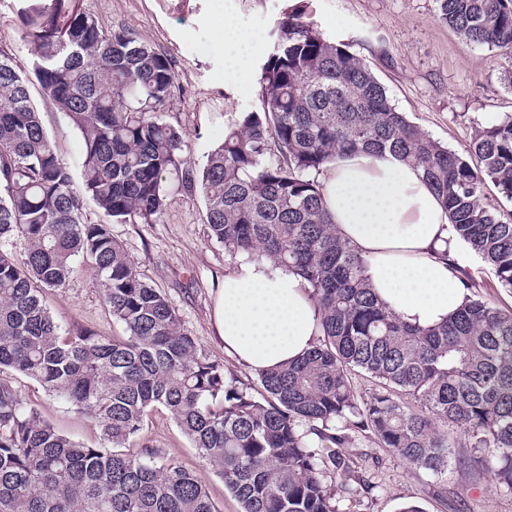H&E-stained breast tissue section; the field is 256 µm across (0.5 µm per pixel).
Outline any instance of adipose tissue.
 I'll return each instance as SVG.
<instances>
[{
    "instance_id": "obj_1",
    "label": "adipose tissue",
    "mask_w": 512,
    "mask_h": 512,
    "mask_svg": "<svg viewBox=\"0 0 512 512\" xmlns=\"http://www.w3.org/2000/svg\"><path fill=\"white\" fill-rule=\"evenodd\" d=\"M260 37L224 19L212 44L236 83L251 89L252 54ZM337 235L367 259L378 298L406 323H442L463 301L459 254L450 220L420 169L392 154L337 158L318 177ZM310 286L292 270L249 261L227 269L214 307L216 336L226 355L254 371L304 357L320 334L321 312Z\"/></svg>"
}]
</instances>
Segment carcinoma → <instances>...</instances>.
Here are the masks:
<instances>
[{"mask_svg": "<svg viewBox=\"0 0 512 512\" xmlns=\"http://www.w3.org/2000/svg\"><path fill=\"white\" fill-rule=\"evenodd\" d=\"M439 19L477 45L512 55V0H438ZM44 94L81 131L83 191L46 135L29 79L0 49V512H218L201 481L142 443L167 410L224 479L241 512H338L354 497L341 449L373 431L409 467L442 475L464 444L494 486L512 490V308L469 292L433 328L401 321L373 295L366 259L336 237L317 176L337 156L390 152L420 168L452 231L512 289V114L474 129L466 154L396 111L369 67L293 9L272 30L260 111L243 112L201 169L161 112L178 86L171 59L127 29L103 28L82 0L17 10ZM197 193L208 237L231 257L297 271L321 310L305 357L258 373L254 395L199 347L160 289L147 283L109 224L161 220L170 194ZM103 215L83 219L85 197ZM27 243L24 260L10 251ZM93 264L121 336L64 329L45 294L75 261ZM377 385L357 401L349 372ZM91 417L100 443L59 431L4 372ZM334 472L332 487L326 474Z\"/></svg>", "mask_w": 512, "mask_h": 512, "instance_id": "1", "label": "carcinoma"}]
</instances>
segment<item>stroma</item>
<instances>
[{
    "instance_id": "stroma-1",
    "label": "stroma",
    "mask_w": 512,
    "mask_h": 512,
    "mask_svg": "<svg viewBox=\"0 0 512 512\" xmlns=\"http://www.w3.org/2000/svg\"><path fill=\"white\" fill-rule=\"evenodd\" d=\"M293 0H83L86 12L105 28H125L173 59L183 92L164 118L185 134V153L196 165L222 143L224 128L259 107L257 90L239 89L224 74L223 55L211 52L225 15L260 34L253 57L261 66L270 51V33ZM305 13L331 37L344 41L384 85L397 111L450 149L465 151L475 126L512 113V57L468 42L439 21L437 0H303ZM17 0H0V48L22 69L33 55L21 37ZM31 99L59 156L69 164L75 189H82L83 137L68 115L31 84ZM112 236L151 285L165 292L197 343L244 383L258 387V374L229 358L217 340L213 311L224 272L233 267L223 246L205 230L202 196L173 194L156 224L140 220L111 224ZM46 304L62 326H81L106 335L122 329L109 316L92 271L77 263L67 288L48 292ZM22 398L59 430L94 443L93 420L48 396L25 377L14 379ZM159 457L195 472L208 486L219 512H240L224 481L196 454L166 411L152 414L144 432ZM345 454L369 483L356 501L337 497L339 512H399L407 503L419 512H512V492L493 489L480 472L463 465L469 448L457 449L458 463L435 476L409 469L374 434L355 433Z\"/></svg>"
}]
</instances>
